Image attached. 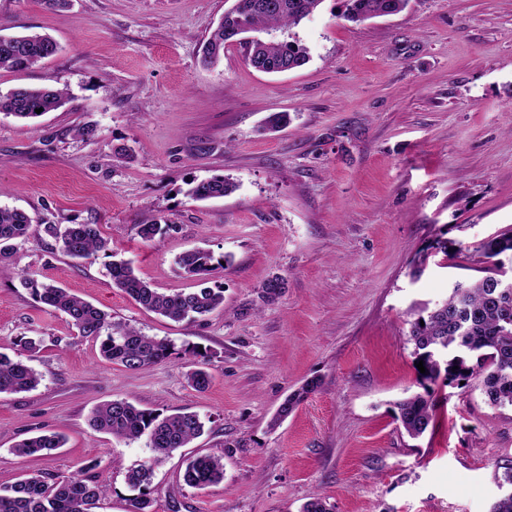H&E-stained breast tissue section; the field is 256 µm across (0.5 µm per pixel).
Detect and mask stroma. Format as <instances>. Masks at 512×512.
I'll return each mask as SVG.
<instances>
[{
    "label": "stroma",
    "instance_id": "stroma-1",
    "mask_svg": "<svg viewBox=\"0 0 512 512\" xmlns=\"http://www.w3.org/2000/svg\"><path fill=\"white\" fill-rule=\"evenodd\" d=\"M232 0H0V34H50L58 52L0 70V92L67 88L68 103L31 120L0 114V207L33 219L0 274V352L40 375L0 396V486L27 473L89 475L105 493L94 512H129L126 473L145 440L95 431L112 400L168 415L193 411L203 435L155 469L152 512H490L496 475L512 464V407L488 405L479 379L423 384L409 340L411 312L480 278L477 247L512 228V0H409L360 24L343 0H323L293 28L308 62L266 74L238 44L205 69L201 47ZM286 112L281 131L262 128ZM92 127L93 138L74 130ZM129 150L113 159L114 148ZM215 176L229 196L187 191ZM160 224L153 240L141 224ZM48 224L97 225L108 251L58 252ZM448 240L447 254L433 250ZM202 247L226 256L210 285L224 307L174 322L116 288L113 258L159 291L196 281L175 263ZM67 289L113 321L169 341L165 362L129 370L23 288L19 273ZM287 286L273 303L261 285ZM40 342L22 349L21 337ZM195 346L211 375L185 377ZM317 390L273 417L307 380ZM429 392L435 427L418 440L397 401ZM56 432L64 447L20 459L17 442ZM198 453L224 459V480L182 479Z\"/></svg>",
    "mask_w": 512,
    "mask_h": 512
}]
</instances>
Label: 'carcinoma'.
Here are the masks:
<instances>
[{
	"label": "carcinoma",
	"mask_w": 512,
	"mask_h": 512,
	"mask_svg": "<svg viewBox=\"0 0 512 512\" xmlns=\"http://www.w3.org/2000/svg\"><path fill=\"white\" fill-rule=\"evenodd\" d=\"M255 6L242 10L233 4L210 32L203 44L199 64L211 68L224 55V47L238 43L245 61L257 71L281 74L294 70L307 61L306 50L282 35L291 31L312 14L322 0H253ZM345 16L356 22L401 12L408 0H344ZM56 41L44 34L11 36L0 34V69L29 68L56 54ZM68 102V92L61 88L21 87L0 94V113L20 119L38 117L36 110L53 112ZM237 189L235 182L224 176L201 181L189 190L194 200L223 198ZM31 217L22 210L0 207V270H10L14 242L29 234ZM46 231L59 248L70 257L87 258L107 250L95 224L48 225ZM482 256L493 259L512 254V229L500 233L477 248ZM225 257H215L206 250L192 249L176 260L179 269L191 277H201L221 267ZM114 285L143 308L173 321L196 322L224 306V288L204 286L190 292L162 293L135 275L131 263L123 260L110 264ZM497 266L484 270V276L472 282L457 283L448 298L436 304L427 315L411 322L410 341L417 360L423 361L426 374L422 378L448 382L481 378L485 401L492 407H512V288L497 285ZM24 287L32 290L41 303L69 318L79 335L100 342L103 357L113 364L139 370L158 364L171 355V344L149 336L126 324L112 321L110 315L63 288L40 284L22 278ZM285 280L280 276L267 279L261 286L263 298L276 301L284 292ZM186 373L188 383L197 390L205 389L209 373L200 362L192 363ZM39 374L21 360L0 353V395L17 394L35 389ZM318 383L306 382L288 395L279 416L288 415ZM398 415L407 434L416 439L434 423V404L430 395L417 394L397 403ZM91 426L116 438L138 440L146 437L151 450L149 459L128 470V485L138 491L130 499L131 512H151L149 485L154 467L179 448L186 447L203 432V422L194 412L164 416L139 408L126 400H113L91 412ZM64 439L56 433L26 438L11 448L20 458L63 447ZM224 479V461L220 456L202 454L186 465L183 480L192 488H206ZM105 489L91 477L67 476L48 478L38 473L13 485L0 487V512H91Z\"/></svg>",
	"instance_id": "1"
}]
</instances>
